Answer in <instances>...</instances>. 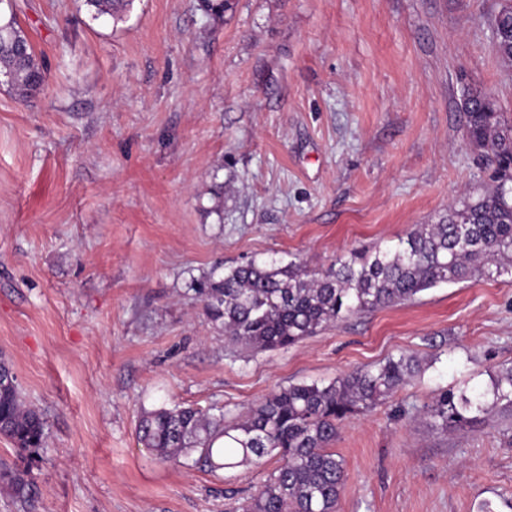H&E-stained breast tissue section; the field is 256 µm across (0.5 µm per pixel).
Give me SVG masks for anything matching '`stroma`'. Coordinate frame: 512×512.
Returning a JSON list of instances; mask_svg holds the SVG:
<instances>
[{
	"label": "stroma",
	"mask_w": 512,
	"mask_h": 512,
	"mask_svg": "<svg viewBox=\"0 0 512 512\" xmlns=\"http://www.w3.org/2000/svg\"><path fill=\"white\" fill-rule=\"evenodd\" d=\"M13 0L45 66L30 98L0 84V358L46 421L0 436V512H227L276 466L155 460L143 412L244 413L389 356L422 371L332 445L337 512H512V413L443 432L439 389L512 364V284L469 280L349 317L293 346L231 345L193 285L249 261L326 271L386 248L488 180L466 143L465 87L512 116L505 0ZM95 19L109 15L115 20L122 19L129 0H84ZM495 49L499 57L512 64V4L509 9L505 5L493 20Z\"/></svg>",
	"instance_id": "stroma-1"
}]
</instances>
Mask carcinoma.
<instances>
[{
  "mask_svg": "<svg viewBox=\"0 0 512 512\" xmlns=\"http://www.w3.org/2000/svg\"><path fill=\"white\" fill-rule=\"evenodd\" d=\"M92 17H123L129 0H84ZM221 18L231 0H200ZM495 49L512 64V7L493 20ZM0 76L21 97L42 86L45 71L14 13L0 14ZM468 145L492 170V185L448 207L436 224H419L386 249L352 250L322 273L296 263H248L212 270L197 282L206 310L233 344L256 350L292 346L355 315L401 304L440 284L467 278H512V119L486 92L464 89ZM421 370L412 355L352 370L328 385L290 384L270 393L245 415L192 406L160 407L139 419V441L156 459L195 463L211 470L256 465L275 454L278 466L244 506L231 512H336L346 486L342 459L330 448L342 422L375 408ZM0 359V435L16 448L43 445L46 423L26 405ZM512 411V365L501 367L491 388L438 393L426 407L431 427L448 431L482 422L495 410ZM0 483L26 494L25 479L7 469Z\"/></svg>",
  "mask_w": 512,
  "mask_h": 512,
  "instance_id": "obj_1",
  "label": "carcinoma"
}]
</instances>
